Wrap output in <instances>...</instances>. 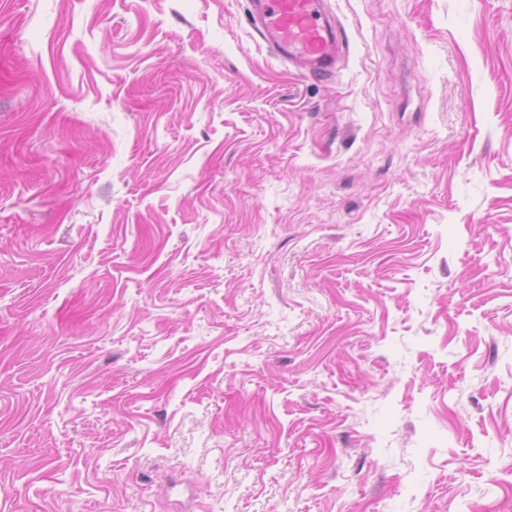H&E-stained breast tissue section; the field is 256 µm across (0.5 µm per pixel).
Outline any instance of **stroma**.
Listing matches in <instances>:
<instances>
[{
  "mask_svg": "<svg viewBox=\"0 0 512 512\" xmlns=\"http://www.w3.org/2000/svg\"><path fill=\"white\" fill-rule=\"evenodd\" d=\"M0 0V512H512V0ZM254 31L279 59L315 78L338 70L346 32L327 0H248Z\"/></svg>",
  "mask_w": 512,
  "mask_h": 512,
  "instance_id": "1",
  "label": "stroma"
}]
</instances>
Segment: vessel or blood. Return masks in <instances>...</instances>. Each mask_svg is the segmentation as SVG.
<instances>
[{
	"label": "vessel or blood",
	"mask_w": 512,
	"mask_h": 512,
	"mask_svg": "<svg viewBox=\"0 0 512 512\" xmlns=\"http://www.w3.org/2000/svg\"><path fill=\"white\" fill-rule=\"evenodd\" d=\"M254 30L279 59L315 78L334 75L348 51L327 0H247Z\"/></svg>",
	"instance_id": "b4317fda"
}]
</instances>
